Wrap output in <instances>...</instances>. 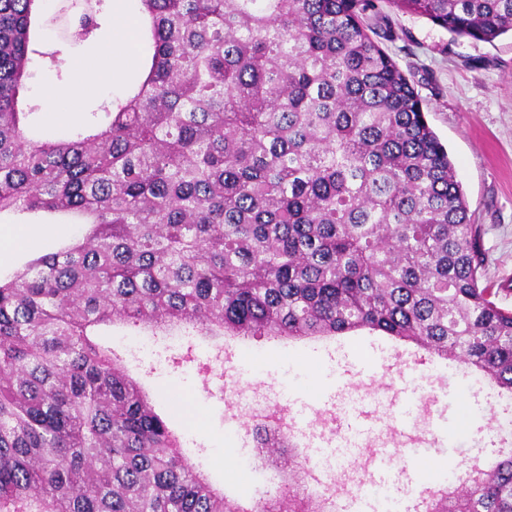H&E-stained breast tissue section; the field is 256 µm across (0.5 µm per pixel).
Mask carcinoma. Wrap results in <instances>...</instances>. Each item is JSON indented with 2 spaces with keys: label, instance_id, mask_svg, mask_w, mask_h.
Segmentation results:
<instances>
[{
  "label": "carcinoma",
  "instance_id": "1",
  "mask_svg": "<svg viewBox=\"0 0 512 512\" xmlns=\"http://www.w3.org/2000/svg\"><path fill=\"white\" fill-rule=\"evenodd\" d=\"M40 0H0V216L79 238L0 276V512H337L285 423L255 431L288 487L224 499L102 326L213 340L359 329L411 342L512 393V309L482 282L481 229L413 81L369 20L379 0H143L152 64L73 136L27 129ZM104 0L72 25L87 40ZM449 33H512V0H393ZM422 512H512V448L415 492Z\"/></svg>",
  "mask_w": 512,
  "mask_h": 512
}]
</instances>
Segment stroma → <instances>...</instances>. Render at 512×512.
Segmentation results:
<instances>
[{"mask_svg":"<svg viewBox=\"0 0 512 512\" xmlns=\"http://www.w3.org/2000/svg\"><path fill=\"white\" fill-rule=\"evenodd\" d=\"M73 12L72 0H55L34 30L42 48L61 50L65 63L59 71L31 65L26 93L33 102H40L45 86H79L80 66L95 64L98 46L112 37V23L106 19L90 39L71 40L68 21ZM376 24L401 33L383 47L411 75L429 125L448 148L471 221L482 230L484 279L493 286L496 302L510 309L512 37L491 44L455 37L387 2ZM80 88L68 113L40 112L41 136H63L109 99L97 86ZM102 341L122 355L128 370L155 394L157 409L176 429H184L185 416L170 410L169 401L192 405L199 429L186 436L187 452L223 488L225 497L244 505L252 497L275 492L282 476L272 463L257 459L237 406L241 396L255 409L275 410L284 423L308 422L315 432L327 435L355 434L357 446L343 468L316 469L314 478L330 482L344 474L356 482L387 473L403 493L404 512H416L408 488L448 481L459 463L485 461L502 446L487 428L484 397L474 378L455 375V363L441 358L419 361L416 347L377 332L236 344L220 378L200 369L214 354L206 336H197L189 350L175 341H155L147 331L115 326L104 329ZM188 350L193 362L169 366L170 357ZM248 350L254 368L244 374L240 363ZM421 387L431 399L411 413V426H402L399 401ZM452 435L460 438L453 453L448 450ZM232 442L247 454L248 481L241 488L224 478V450ZM418 448L426 449V457L415 456Z\"/></svg>","mask_w":512,"mask_h":512,"instance_id":"35a3bbf8","label":"stroma"}]
</instances>
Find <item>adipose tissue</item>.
Returning a JSON list of instances; mask_svg holds the SVG:
<instances>
[{
    "mask_svg": "<svg viewBox=\"0 0 512 512\" xmlns=\"http://www.w3.org/2000/svg\"><path fill=\"white\" fill-rule=\"evenodd\" d=\"M113 39L102 49L100 64L87 73V80L112 92L113 104L123 103L145 78L153 53L150 42L139 40L148 24L142 0H112Z\"/></svg>",
    "mask_w": 512,
    "mask_h": 512,
    "instance_id": "1",
    "label": "adipose tissue"
}]
</instances>
